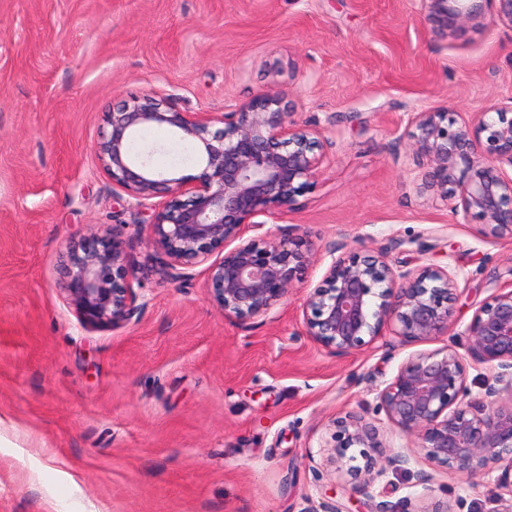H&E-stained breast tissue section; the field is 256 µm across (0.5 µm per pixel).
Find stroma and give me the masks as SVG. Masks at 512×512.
<instances>
[{"instance_id": "1", "label": "stroma", "mask_w": 512, "mask_h": 512, "mask_svg": "<svg viewBox=\"0 0 512 512\" xmlns=\"http://www.w3.org/2000/svg\"><path fill=\"white\" fill-rule=\"evenodd\" d=\"M269 89L300 123L336 128L329 166L281 218L306 244L398 237L393 257L412 266L423 241L429 263L463 274L457 332L512 278V241L458 223L394 157L410 113L466 119L512 100L511 26L442 38L421 0H0V512H370L321 449L349 413L433 475H385L387 500L494 512L502 463L471 486L376 407L404 360L447 337L339 356L301 336L321 264L273 316L226 319L204 268L159 279L148 228L113 198L95 156L113 106L163 94L224 113ZM89 224L131 242L138 323L89 330L61 298L65 246Z\"/></svg>"}]
</instances>
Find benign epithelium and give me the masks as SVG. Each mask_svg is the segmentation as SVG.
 Listing matches in <instances>:
<instances>
[{
  "label": "benign epithelium",
  "instance_id": "benign-epithelium-1",
  "mask_svg": "<svg viewBox=\"0 0 512 512\" xmlns=\"http://www.w3.org/2000/svg\"><path fill=\"white\" fill-rule=\"evenodd\" d=\"M432 29L450 34L492 13L512 27V0H422ZM96 156L112 180V193L134 199L149 216L148 243L161 256L159 275L170 283L205 266L207 293L224 318L247 321L271 315L300 284L310 253L304 228L285 224L263 231L267 219L292 212L298 197L322 173L333 140L324 128L297 123L291 103L266 91L232 112H183L168 98H134L106 115ZM156 127L173 141L194 145L195 173L154 168L130 145ZM405 157L422 188L455 201L464 222L512 240V100L457 122L442 110L412 112ZM407 241L352 249L344 240L316 249L327 262L320 284L302 307L305 336L342 356L392 336L401 345L425 342L450 331L461 272L448 264L410 268L392 259ZM139 277L121 225L92 232L69 247L63 301L91 330L121 328L141 319ZM463 335L438 352L406 359L378 390L377 409L401 434L416 438L438 466L475 480L489 463L507 461L494 480L512 494V280L497 286L474 312ZM498 369L482 400L465 401L467 362ZM511 396L499 401L501 393ZM325 447L336 473L351 477V492L372 502V512H406L402 501L376 500L375 481L391 471L426 485L432 475L414 472L409 455L386 446L377 428L349 413L333 422ZM360 449L368 477L347 455Z\"/></svg>",
  "mask_w": 512,
  "mask_h": 512
}]
</instances>
